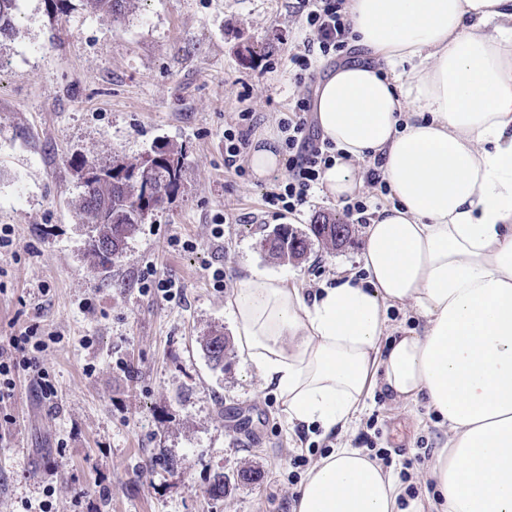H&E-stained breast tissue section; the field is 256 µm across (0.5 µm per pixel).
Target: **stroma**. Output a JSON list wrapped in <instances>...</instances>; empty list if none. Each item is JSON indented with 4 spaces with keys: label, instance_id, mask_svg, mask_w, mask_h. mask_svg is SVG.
Masks as SVG:
<instances>
[{
    "label": "stroma",
    "instance_id": "obj_1",
    "mask_svg": "<svg viewBox=\"0 0 512 512\" xmlns=\"http://www.w3.org/2000/svg\"><path fill=\"white\" fill-rule=\"evenodd\" d=\"M296 11L297 0H140L116 22L81 0L61 12L19 0L16 33L0 41V226L13 229L0 247V348L31 328L48 338L56 396L44 400L30 372L13 376L0 403V512H291L309 467L346 445L387 449L385 467L407 473L419 499L433 495L429 461L447 429L425 402L374 394L351 430L326 436L291 427L240 352L216 369L203 347L212 332L233 336L225 302L245 267L310 289L365 275L362 224L342 247L270 258L259 245L280 223L264 202L269 180L224 168V130L240 113L277 128L302 92L289 75ZM162 146L184 156L179 189L96 265L76 162ZM148 265L180 298L139 288ZM244 469L257 480H238ZM218 473L232 482L214 499Z\"/></svg>",
    "mask_w": 512,
    "mask_h": 512
}]
</instances>
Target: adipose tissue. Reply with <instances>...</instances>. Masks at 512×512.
<instances>
[{"mask_svg": "<svg viewBox=\"0 0 512 512\" xmlns=\"http://www.w3.org/2000/svg\"><path fill=\"white\" fill-rule=\"evenodd\" d=\"M365 59L315 93L341 157L337 201L379 161L396 201L376 210L360 262L307 293L249 269L227 300L245 362L293 424L349 429L376 391L425 399L448 426L428 478L439 512H512V0H347ZM421 330L384 341L386 307ZM394 476L357 448L307 471L292 512H402Z\"/></svg>", "mask_w": 512, "mask_h": 512, "instance_id": "1", "label": "adipose tissue"}]
</instances>
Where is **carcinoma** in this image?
Here are the masks:
<instances>
[{
  "label": "carcinoma",
  "mask_w": 512,
  "mask_h": 512,
  "mask_svg": "<svg viewBox=\"0 0 512 512\" xmlns=\"http://www.w3.org/2000/svg\"><path fill=\"white\" fill-rule=\"evenodd\" d=\"M94 12H103L115 20H121L132 9L135 0H84ZM18 0H0V39H9L15 32ZM155 165L145 171L138 160L115 158L111 163L100 165L94 162L78 163V171L96 168L106 171V178L92 188L91 193L81 192L80 210L85 223H90L93 209L105 211L104 221L96 224V235L88 241V253L98 265L104 267L120 254L127 240L135 233L145 217L137 214L144 187L150 184L155 193L150 197L148 210H156L165 203L180 186L183 155L180 151L163 147L155 152ZM347 224H312L310 233L294 231L281 224L266 234L260 245L273 258L282 262L302 259L317 241L326 247H338L349 237ZM204 348L211 362L224 365L231 353L229 340L222 335L206 337Z\"/></svg>",
  "instance_id": "obj_1"
}]
</instances>
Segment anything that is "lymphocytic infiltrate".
Wrapping results in <instances>:
<instances>
[{
	"label": "lymphocytic infiltrate",
	"instance_id": "lymphocytic-infiltrate-1",
	"mask_svg": "<svg viewBox=\"0 0 512 512\" xmlns=\"http://www.w3.org/2000/svg\"><path fill=\"white\" fill-rule=\"evenodd\" d=\"M298 9L305 36L300 49L290 54L289 61L295 83L304 87L305 92L294 99L285 116L279 120L288 153L286 173L274 178L265 196L268 207L288 213L309 203L319 184L322 169L336 157L332 144L322 140L314 128L310 92L315 82L317 59L343 54L351 35L345 0H298ZM241 119L240 125L224 131V167L240 178L247 173L242 158L255 127L253 113H242ZM9 344L15 356L0 361V402L11 397L15 372H36L40 369L38 354L41 346L34 341L32 334L11 337Z\"/></svg>",
	"mask_w": 512,
	"mask_h": 512
}]
</instances>
